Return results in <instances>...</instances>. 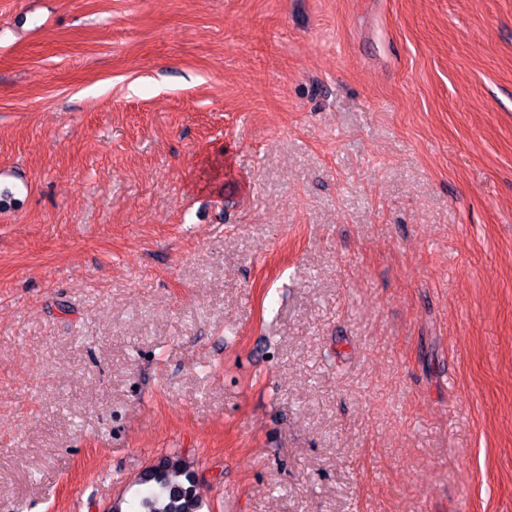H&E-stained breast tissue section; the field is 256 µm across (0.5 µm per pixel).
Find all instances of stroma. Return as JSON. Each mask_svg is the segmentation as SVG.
<instances>
[{"label": "stroma", "instance_id": "obj_1", "mask_svg": "<svg viewBox=\"0 0 512 512\" xmlns=\"http://www.w3.org/2000/svg\"><path fill=\"white\" fill-rule=\"evenodd\" d=\"M0 512H512V0H0ZM143 481L155 487L141 499L137 512H202L195 474L179 460L161 458L145 470Z\"/></svg>", "mask_w": 512, "mask_h": 512}]
</instances>
